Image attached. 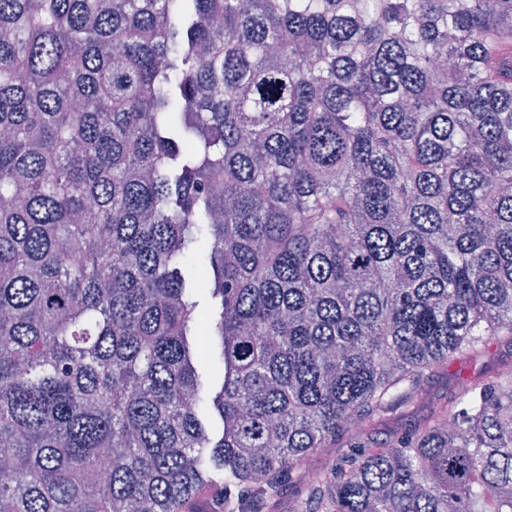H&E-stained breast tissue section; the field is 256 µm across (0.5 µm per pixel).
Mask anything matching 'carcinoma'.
Returning <instances> with one entry per match:
<instances>
[{"label": "carcinoma", "instance_id": "1", "mask_svg": "<svg viewBox=\"0 0 512 512\" xmlns=\"http://www.w3.org/2000/svg\"><path fill=\"white\" fill-rule=\"evenodd\" d=\"M501 338L512 0H0V512H512ZM512 365V342L506 339L491 341L477 358L457 357L448 361L447 366L440 367L430 376L423 393L427 398L416 403L409 411L400 409L388 427L380 435L386 438L394 428L405 427L422 418L427 413L431 402H444L462 382L490 379L503 365Z\"/></svg>", "mask_w": 512, "mask_h": 512}]
</instances>
